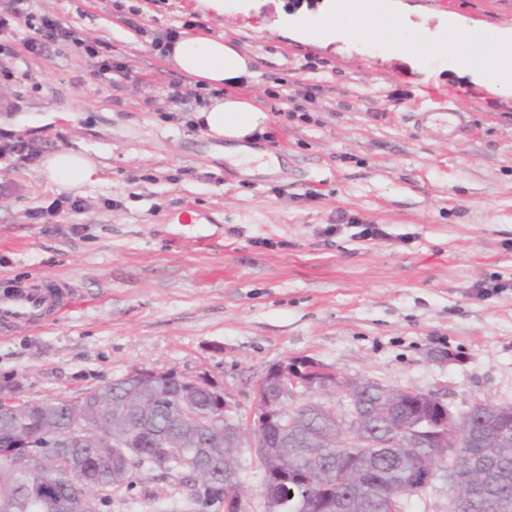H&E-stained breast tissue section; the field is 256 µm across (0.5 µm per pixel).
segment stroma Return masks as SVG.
<instances>
[{
	"label": "stroma",
	"mask_w": 512,
	"mask_h": 512,
	"mask_svg": "<svg viewBox=\"0 0 512 512\" xmlns=\"http://www.w3.org/2000/svg\"><path fill=\"white\" fill-rule=\"evenodd\" d=\"M421 46L450 17L512 31V0H384ZM112 45L130 79L99 76L81 48L33 54L12 31L27 79L0 83V133L34 150L0 155V292L64 281L78 305L0 335V383L34 398H75L137 368L205 377L228 389L249 428L252 388L290 358L344 377L432 392L456 412L512 402V97L458 73L453 57L409 65L357 37L302 39L336 0H26ZM201 16L255 61L238 95L269 121L255 146L276 172L227 166L196 105L168 102L193 77L154 40ZM456 99L468 131L446 140L412 113ZM63 149L96 167L85 202L36 218L65 193L41 172ZM174 210L208 224H173ZM377 224L365 241L331 224ZM489 288L477 291V282ZM105 512H188L163 469Z\"/></svg>",
	"instance_id": "1"
}]
</instances>
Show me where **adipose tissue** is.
Returning <instances> with one entry per match:
<instances>
[{
	"label": "adipose tissue",
	"mask_w": 512,
	"mask_h": 512,
	"mask_svg": "<svg viewBox=\"0 0 512 512\" xmlns=\"http://www.w3.org/2000/svg\"><path fill=\"white\" fill-rule=\"evenodd\" d=\"M318 33H351L363 38L397 45L405 58L420 55L416 38L400 28L386 12L366 13L360 0H348L345 15L328 12L316 25ZM434 55L455 56L461 68L505 96H512V33L474 27L461 29L449 25L447 37L430 46ZM170 61L181 72L195 78L211 97L196 118L210 136L234 142L231 154L236 163L264 167L261 154L245 142L262 132L269 116L256 100L226 94L225 89L248 82L254 75L253 60L223 37L186 34L171 49ZM49 181L64 188L91 182L95 166L84 155L62 150L43 162Z\"/></svg>",
	"instance_id": "obj_1"
}]
</instances>
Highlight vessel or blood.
Returning <instances> with one entry per match:
<instances>
[{
	"label": "vessel or blood",
	"mask_w": 512,
	"mask_h": 512,
	"mask_svg": "<svg viewBox=\"0 0 512 512\" xmlns=\"http://www.w3.org/2000/svg\"><path fill=\"white\" fill-rule=\"evenodd\" d=\"M418 123H426L444 139L464 125V118L456 105H449L439 112H422ZM76 291L61 282L43 288H17L0 294V333L9 335L35 325L47 312L74 307Z\"/></svg>",
	"instance_id": "b4317fda"
}]
</instances>
